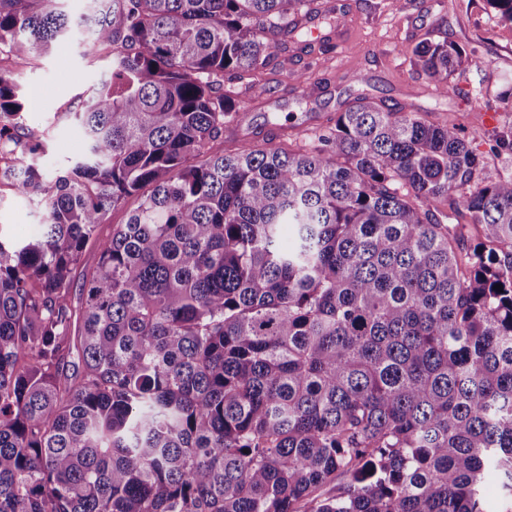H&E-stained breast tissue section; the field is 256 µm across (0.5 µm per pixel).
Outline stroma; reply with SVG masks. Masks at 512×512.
Returning <instances> with one entry per match:
<instances>
[{
	"mask_svg": "<svg viewBox=\"0 0 512 512\" xmlns=\"http://www.w3.org/2000/svg\"><path fill=\"white\" fill-rule=\"evenodd\" d=\"M313 24L324 40L288 39L256 77L234 83L237 98L250 110L249 125L225 128L210 145L214 154L236 150L250 140L277 146L303 144L332 125L357 96L390 107L425 112L437 119L460 118L475 142L492 143L512 112H499L485 124L482 98L512 89V25L500 21L485 0H349L342 26L329 24L336 0H319ZM430 30L470 51L466 78L458 92L439 88L415 70L410 50ZM111 59L80 40L58 45L50 54L31 58L12 72L27 103L24 124L37 131L45 149L37 164L49 177L69 170L84 148L74 125L63 117L78 108L97 86ZM43 211L36 201L0 185V233L22 240L36 233Z\"/></svg>",
	"mask_w": 512,
	"mask_h": 512,
	"instance_id": "1",
	"label": "stroma"
}]
</instances>
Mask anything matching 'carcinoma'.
I'll use <instances>...</instances> for the list:
<instances>
[{
	"label": "carcinoma",
	"mask_w": 512,
	"mask_h": 512,
	"mask_svg": "<svg viewBox=\"0 0 512 512\" xmlns=\"http://www.w3.org/2000/svg\"><path fill=\"white\" fill-rule=\"evenodd\" d=\"M63 2L0 0V183L44 210L0 235V512H489V472L512 512V178L457 119L366 96L296 150L208 154L250 122L224 80L315 0ZM77 28L112 66L49 180L11 67ZM411 61L457 89L434 31ZM138 205V200L136 197H131L126 200V202L109 212L106 216L104 223L99 226V238L106 239L110 236L112 232V226L116 224H124L127 220L128 213L136 208ZM437 207V217L439 222L442 224H448V226L453 227L456 224H467L465 238L466 246H473L476 244L478 239L480 238L479 233L475 230L473 225H471L470 220L467 216L458 212L456 209L450 207L446 202L436 204Z\"/></svg>",
	"instance_id": "cac0c4a2"
}]
</instances>
